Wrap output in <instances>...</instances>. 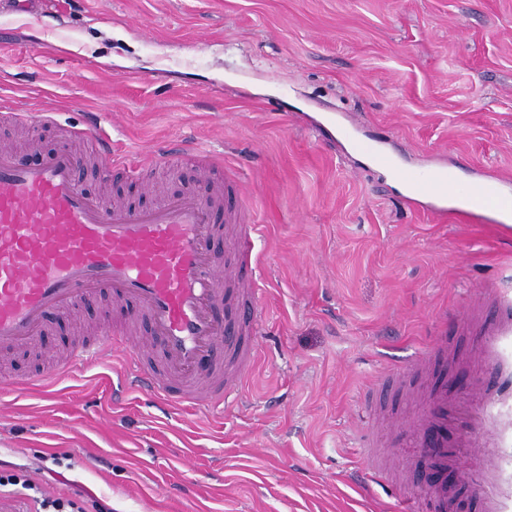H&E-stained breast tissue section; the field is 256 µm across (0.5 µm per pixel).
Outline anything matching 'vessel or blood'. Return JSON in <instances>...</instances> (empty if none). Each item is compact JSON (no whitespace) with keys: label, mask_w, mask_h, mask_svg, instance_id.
Instances as JSON below:
<instances>
[{"label":"vessel or blood","mask_w":512,"mask_h":512,"mask_svg":"<svg viewBox=\"0 0 512 512\" xmlns=\"http://www.w3.org/2000/svg\"><path fill=\"white\" fill-rule=\"evenodd\" d=\"M353 151L395 169L411 198L434 200L436 211L473 220L512 214V194L500 181H459L436 168L411 172L395 166L377 145L342 128ZM81 159L61 148L35 165L10 146L0 147V348L31 345L49 313L108 291L135 303L158 345L134 344L108 331L73 355L111 360L123 354L118 377L172 407L212 409L236 387L242 366L255 358L257 316L246 303L255 295L261 264L254 241L261 227L245 210L233 242L240 285H223L215 253L217 207L208 192L168 196L139 208L82 193ZM476 363L493 366L497 382L475 387L466 401H449L446 388L430 395L426 419L407 427L418 435L434 475L415 493L408 512L448 508V467L468 465L482 512H512V290L481 287L471 299Z\"/></svg>","instance_id":"1"}]
</instances>
